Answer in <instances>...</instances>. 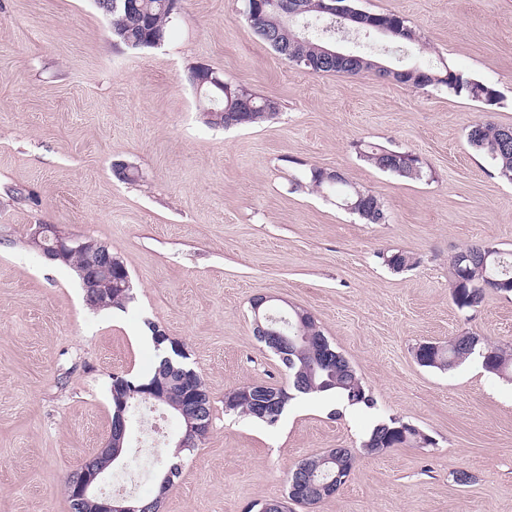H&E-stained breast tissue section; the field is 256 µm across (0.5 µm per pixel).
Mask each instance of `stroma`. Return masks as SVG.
Returning <instances> with one entry per match:
<instances>
[{
  "mask_svg": "<svg viewBox=\"0 0 512 512\" xmlns=\"http://www.w3.org/2000/svg\"><path fill=\"white\" fill-rule=\"evenodd\" d=\"M356 5L403 16L420 42L397 52L354 34L349 50L449 67L492 86L497 104L309 73L255 34L243 0H181L166 41L142 49L113 42L95 0H0V512H70L64 482L108 436L113 377L147 378L161 357L151 322L183 345L211 400L209 433L183 455L163 512H256L286 497L301 459L361 447L389 418L431 445L361 456L334 498L288 512H512V378L415 358L465 332L512 345V293L460 312L450 266L475 242L512 250V182L467 144L472 122L512 125V0ZM199 65L277 100L278 115L207 125L188 81ZM368 145L417 155L426 177L377 170L360 156ZM119 164L136 180H119ZM313 168L373 191L386 223L313 190ZM37 224L109 246L132 301L90 309L75 270L30 247ZM397 251L416 265L390 269ZM259 293L309 311L375 407L299 398L273 426L227 413L228 391L288 382L252 333ZM456 470L472 482L456 484Z\"/></svg>",
  "mask_w": 512,
  "mask_h": 512,
  "instance_id": "obj_1",
  "label": "stroma"
}]
</instances>
